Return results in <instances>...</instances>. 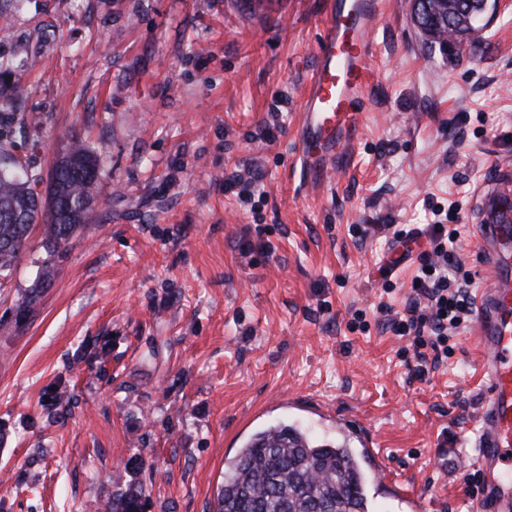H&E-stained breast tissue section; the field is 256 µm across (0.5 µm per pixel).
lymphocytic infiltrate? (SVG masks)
Returning a JSON list of instances; mask_svg holds the SVG:
<instances>
[{"instance_id": "f902f5d3", "label": "lymphocytic infiltrate", "mask_w": 512, "mask_h": 512, "mask_svg": "<svg viewBox=\"0 0 512 512\" xmlns=\"http://www.w3.org/2000/svg\"><path fill=\"white\" fill-rule=\"evenodd\" d=\"M426 237L430 250L419 256L417 273L412 279L413 293L402 311L393 313L390 325L395 335L412 341L415 378H425L437 364L454 352L450 340L466 328L472 314L474 299L466 281L455 274L453 256L459 232L446 224L428 225L425 234L399 231L407 242Z\"/></svg>"}]
</instances>
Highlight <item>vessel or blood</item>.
<instances>
[{"label":"vessel or blood","mask_w":512,"mask_h":512,"mask_svg":"<svg viewBox=\"0 0 512 512\" xmlns=\"http://www.w3.org/2000/svg\"><path fill=\"white\" fill-rule=\"evenodd\" d=\"M380 0H327L316 63L302 103L297 153L307 180L325 184L348 166L364 124L358 103L372 83L366 34ZM479 248L486 288L475 300L485 377L476 464L483 491L475 512H512V172L499 170L480 193Z\"/></svg>","instance_id":"vessel-or-blood-1"}]
</instances>
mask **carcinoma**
Returning a JSON list of instances; mask_svg holds the SVG:
<instances>
[{
	"label": "carcinoma",
	"instance_id": "obj_1",
	"mask_svg": "<svg viewBox=\"0 0 512 512\" xmlns=\"http://www.w3.org/2000/svg\"><path fill=\"white\" fill-rule=\"evenodd\" d=\"M426 42L470 36L467 18L455 11L429 15ZM99 167L94 153L75 142L53 167L46 197L36 191L40 178L0 143V279L17 266L34 227H40L48 254L42 280L51 276V258L81 234L96 210ZM40 285L17 299L19 326L35 312ZM71 398L62 383L47 393V408L65 409ZM372 476L362 454L347 444H324L307 430L287 423L252 435L224 470V488L216 512H374ZM143 491L130 488L112 501V512H142Z\"/></svg>",
	"mask_w": 512,
	"mask_h": 512
}]
</instances>
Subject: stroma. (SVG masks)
I'll return each instance as SVG.
<instances>
[{"label":"stroma","instance_id":"35a3bbf8","mask_svg":"<svg viewBox=\"0 0 512 512\" xmlns=\"http://www.w3.org/2000/svg\"><path fill=\"white\" fill-rule=\"evenodd\" d=\"M324 0H0V60L21 102L0 137L33 173L74 141L97 156L100 206L41 281L42 236L0 286V512H111L128 486L145 512H216L224 464L271 424L383 452L376 512H470L481 350L473 327L426 379L382 325L416 257L397 231L448 214L456 260L486 285L477 191L512 168V0L471 39L429 46L411 0L370 34L374 82L354 162L306 185L294 132ZM43 288L15 324L18 297ZM366 313V327L352 322ZM102 360L75 358L84 342ZM58 381L70 412L39 405Z\"/></svg>","mask_w":512,"mask_h":512}]
</instances>
